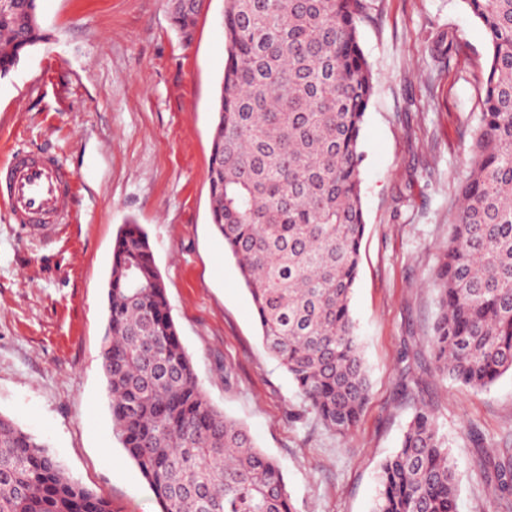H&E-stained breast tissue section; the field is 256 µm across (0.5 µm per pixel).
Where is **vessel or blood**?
<instances>
[{"instance_id":"vessel-or-blood-1","label":"vessel or blood","mask_w":512,"mask_h":512,"mask_svg":"<svg viewBox=\"0 0 512 512\" xmlns=\"http://www.w3.org/2000/svg\"><path fill=\"white\" fill-rule=\"evenodd\" d=\"M75 190V180L50 155L18 149L0 163V203L14 223L36 232L71 222L66 204Z\"/></svg>"}]
</instances>
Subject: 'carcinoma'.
I'll return each mask as SVG.
<instances>
[{"label":"carcinoma","instance_id":"cac0c4a2","mask_svg":"<svg viewBox=\"0 0 512 512\" xmlns=\"http://www.w3.org/2000/svg\"><path fill=\"white\" fill-rule=\"evenodd\" d=\"M492 55L482 126L433 278L434 373L484 389L512 371V0H464ZM362 0H224L228 56L208 167L211 220L249 291L263 344L338 435L369 381L350 301L365 229L360 133L373 92ZM197 2L177 0L185 40ZM49 35L39 0H0V79ZM101 362L112 425L161 512H296L279 463L208 399L179 339L149 236L125 224L108 280ZM512 498V456H488ZM372 512H457L448 439L415 407L380 466ZM0 512H113L0 414Z\"/></svg>","mask_w":512,"mask_h":512}]
</instances>
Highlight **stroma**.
I'll return each mask as SVG.
<instances>
[{"label":"stroma","mask_w":512,"mask_h":512,"mask_svg":"<svg viewBox=\"0 0 512 512\" xmlns=\"http://www.w3.org/2000/svg\"><path fill=\"white\" fill-rule=\"evenodd\" d=\"M175 0H39L49 43L0 80V159L55 157L74 222L35 238L0 208V413L114 512H160L115 436L100 347L112 250L142 225L179 337L213 405L275 458L298 512H371L380 465L416 404L449 443L458 512H511L484 454L512 449V372L471 389L429 371L431 286L484 111L490 59L463 0H363L373 71L361 130L365 233L351 299L370 382L339 436L309 413L264 349L250 296L210 222L207 178L224 0H203L191 41ZM452 31L456 48L435 51Z\"/></svg>","instance_id":"1"}]
</instances>
